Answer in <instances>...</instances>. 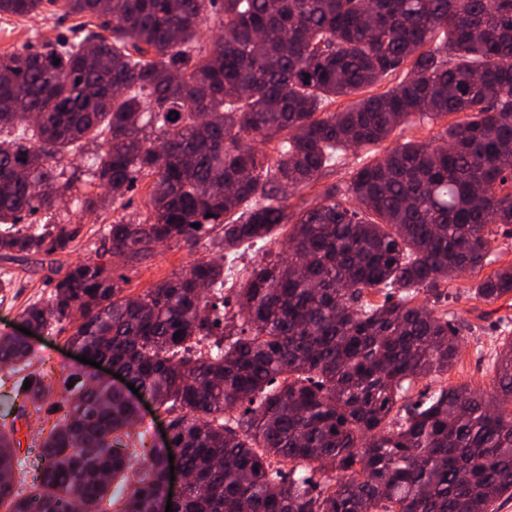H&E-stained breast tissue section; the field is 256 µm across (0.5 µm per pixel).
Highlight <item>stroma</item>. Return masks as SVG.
<instances>
[{
    "mask_svg": "<svg viewBox=\"0 0 512 512\" xmlns=\"http://www.w3.org/2000/svg\"><path fill=\"white\" fill-rule=\"evenodd\" d=\"M83 19L79 16L53 15L45 19L0 18V53L23 45H39L40 42L68 36L77 30ZM356 153H347L342 162L326 169L308 188L295 192L289 199L291 209H298L315 202L331 187H345L349 173L357 161ZM150 178L142 177L126 192L116 206L94 212L75 209L69 201H61L50 213L41 214V221L57 224H79L83 236L73 251L55 254V264L68 268L80 260L95 258L101 242L96 234L99 225L122 218L132 222L144 221L149 215L148 191ZM217 248L198 246L188 249L181 244L157 248L150 256L131 263L124 258L112 261L115 274L125 276L124 289L130 296H138L155 283L180 274L197 260L218 257ZM13 278L10 290L0 292V334H15L21 325V313L28 305L44 300L52 286L48 281L50 271L41 264L20 266L0 259V273ZM485 271H467L454 275L448 281V297L438 298L422 291L418 302L438 312L448 313L451 321L460 328L461 343L455 365L444 374L418 382L411 389V397L431 387H455L469 385L491 390L494 358L502 337L512 336V298L493 303L475 298L471 290L474 284L485 278Z\"/></svg>",
    "mask_w": 512,
    "mask_h": 512,
    "instance_id": "stroma-1",
    "label": "stroma"
}]
</instances>
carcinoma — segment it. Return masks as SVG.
<instances>
[{"label":"carcinoma","mask_w":512,"mask_h":512,"mask_svg":"<svg viewBox=\"0 0 512 512\" xmlns=\"http://www.w3.org/2000/svg\"><path fill=\"white\" fill-rule=\"evenodd\" d=\"M59 9L90 20L0 54V258L76 247L81 224L16 225L71 190L65 160L82 141H98L109 198L87 191L75 208L153 178L149 217L100 225L98 260L53 269L21 318L123 369L170 435L146 446L135 404L103 378L62 369L56 396L52 372L32 368L45 358L0 335V380L23 396L0 423V512H108L117 478L132 487L119 512H154L170 452L190 476L173 512H497L512 498V337L492 390L401 400L459 353L448 314L416 293L494 263L492 225L512 224V0H0V17ZM213 18L222 35L205 52ZM460 112L442 144H398L345 193L288 210L345 151ZM287 224L290 257L253 265L237 322L214 316L217 260L137 297L112 273L116 256L204 239L234 252ZM473 294L512 295V265ZM44 414L51 428L31 430Z\"/></svg>","instance_id":"cac0c4a2"}]
</instances>
